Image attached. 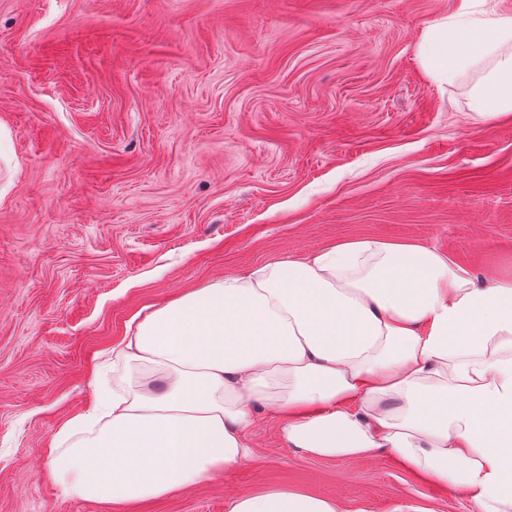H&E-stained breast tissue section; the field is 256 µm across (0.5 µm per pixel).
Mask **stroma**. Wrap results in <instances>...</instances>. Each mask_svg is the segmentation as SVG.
Returning <instances> with one entry per match:
<instances>
[{"label":"stroma","instance_id":"obj_1","mask_svg":"<svg viewBox=\"0 0 512 512\" xmlns=\"http://www.w3.org/2000/svg\"><path fill=\"white\" fill-rule=\"evenodd\" d=\"M456 0H0V512H470L387 455L301 456L261 411L247 465L166 498L66 497L48 448L132 318L358 238L512 278V114L418 60ZM228 512H338L337 502L301 492L273 490L243 493L227 505Z\"/></svg>","mask_w":512,"mask_h":512}]
</instances>
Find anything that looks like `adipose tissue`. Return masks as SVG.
Listing matches in <instances>:
<instances>
[{"label":"adipose tissue","instance_id":"ef3b65f1","mask_svg":"<svg viewBox=\"0 0 512 512\" xmlns=\"http://www.w3.org/2000/svg\"><path fill=\"white\" fill-rule=\"evenodd\" d=\"M419 58L436 83L470 77L474 120L512 112V13L458 0ZM98 377L48 450L72 498L129 505L235 470L264 407L300 455L385 452L474 512H512V279L422 244L352 239L210 282L131 325ZM227 512L338 506L273 490Z\"/></svg>","mask_w":512,"mask_h":512}]
</instances>
